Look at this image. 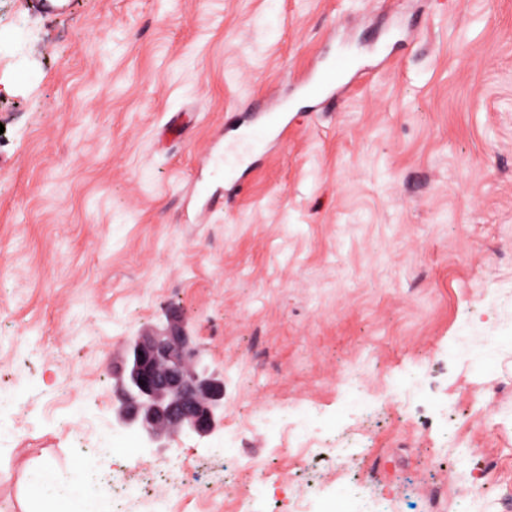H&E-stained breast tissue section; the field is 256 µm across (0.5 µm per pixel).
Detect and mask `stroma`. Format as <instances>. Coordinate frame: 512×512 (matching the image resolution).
Returning a JSON list of instances; mask_svg holds the SVG:
<instances>
[{"instance_id": "stroma-1", "label": "stroma", "mask_w": 512, "mask_h": 512, "mask_svg": "<svg viewBox=\"0 0 512 512\" xmlns=\"http://www.w3.org/2000/svg\"><path fill=\"white\" fill-rule=\"evenodd\" d=\"M45 2L0 0V512L33 465L77 458L102 512H152L123 481L235 512L266 461L251 512L333 490L260 428L117 454L112 363L171 311L234 419L353 432L374 512L400 487L426 512L488 460L512 477V0ZM344 51L347 93L299 101ZM273 97L287 136L235 178L206 164ZM349 366L365 381L337 384Z\"/></svg>"}]
</instances>
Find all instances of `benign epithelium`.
Listing matches in <instances>:
<instances>
[{
	"label": "benign epithelium",
	"mask_w": 512,
	"mask_h": 512,
	"mask_svg": "<svg viewBox=\"0 0 512 512\" xmlns=\"http://www.w3.org/2000/svg\"><path fill=\"white\" fill-rule=\"evenodd\" d=\"M112 366L113 425L138 433L147 447L166 448L182 434L208 437L224 429V379L187 324L169 314L124 341Z\"/></svg>",
	"instance_id": "1"
}]
</instances>
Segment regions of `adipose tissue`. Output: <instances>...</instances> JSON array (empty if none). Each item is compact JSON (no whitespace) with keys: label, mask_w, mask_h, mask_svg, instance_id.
I'll list each match as a JSON object with an SVG mask.
<instances>
[{"label":"adipose tissue","mask_w":512,"mask_h":512,"mask_svg":"<svg viewBox=\"0 0 512 512\" xmlns=\"http://www.w3.org/2000/svg\"><path fill=\"white\" fill-rule=\"evenodd\" d=\"M93 468L89 460L78 462L66 473L49 465L37 466L24 490L25 512H101L88 483Z\"/></svg>","instance_id":"obj_1"}]
</instances>
